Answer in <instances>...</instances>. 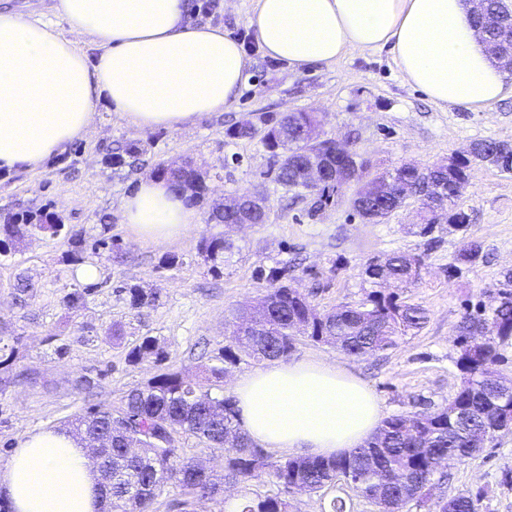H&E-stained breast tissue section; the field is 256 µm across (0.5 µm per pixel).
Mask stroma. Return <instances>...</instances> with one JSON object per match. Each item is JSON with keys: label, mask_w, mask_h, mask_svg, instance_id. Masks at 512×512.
Listing matches in <instances>:
<instances>
[{"label": "stroma", "mask_w": 512, "mask_h": 512, "mask_svg": "<svg viewBox=\"0 0 512 512\" xmlns=\"http://www.w3.org/2000/svg\"><path fill=\"white\" fill-rule=\"evenodd\" d=\"M194 22L246 31L254 0H190ZM249 79L230 106L177 129H137L106 103L81 140L43 167L0 173V222L22 215L50 214L78 231L82 245L47 233L8 244L0 254V336L19 342L8 367L0 368V464L19 438L42 430H64L89 403L118 405L121 398L165 368L193 378L203 375L206 356L225 344L233 312L256 303L268 288L270 270L283 271L284 283L307 294L318 311L354 304L372 288L364 273L370 261L394 252L422 255L425 267L412 288L388 284L428 320L387 351L360 357L335 346L299 338L292 360H322L352 371L378 398L384 415L444 407L460 388L456 365L459 326L466 314L494 306L503 274L512 269V175L475 164L464 195L471 224L452 231L441 224L432 238L411 231L417 204L408 201L387 220H361L347 186L335 204L308 217L307 203L289 204L282 190H271L270 215L261 226L227 227L209 223L210 204L225 190L248 188L260 180L271 159L258 139H233L226 129L263 115L316 112L327 136L354 133L361 153L375 169L401 163L422 167L465 155L475 140L512 141V96L470 112L437 105L409 85L388 51H352L335 64L292 68L249 53ZM138 142L146 153L138 168L117 167L113 149ZM193 161L210 172L207 201L195 205L199 217L187 233L171 241H145L122 218L121 204L151 177L156 163ZM232 242L224 266L212 271L199 253L205 239ZM115 246L111 259L94 254L95 240ZM481 253L472 264L456 258L471 243ZM99 267L94 289L80 310L61 304L67 291L81 287L79 264ZM31 288L19 293L18 279ZM154 292V302L131 307L127 287ZM123 327L113 338L112 325ZM155 338L167 358L157 364L128 363L131 343ZM512 430L497 433L473 457L447 463L425 506L409 503L403 512H434L440 498L482 494L480 512H512Z\"/></svg>", "instance_id": "obj_1"}]
</instances>
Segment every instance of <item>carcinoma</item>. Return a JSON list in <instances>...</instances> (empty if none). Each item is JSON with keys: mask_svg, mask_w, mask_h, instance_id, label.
<instances>
[{"mask_svg": "<svg viewBox=\"0 0 512 512\" xmlns=\"http://www.w3.org/2000/svg\"><path fill=\"white\" fill-rule=\"evenodd\" d=\"M485 12L497 16L493 27H484V18L473 13V23L483 28L479 36L485 50L497 45L512 48V11L503 0H487ZM263 130L255 125L240 124L227 129L226 135L252 139L261 134L260 143L270 155L273 165L264 172L289 198L310 200L308 215L318 213L342 191L333 174L352 169L355 181L363 180L369 161L359 157L347 159L336 147V141L326 137L299 140L283 136L285 129L297 124L312 126L319 123L316 112H289L278 118H261ZM479 148L467 156H458L444 166L434 164L421 169L412 163H402L386 169L367 180L368 195L352 202L353 210L367 222H379L402 208L406 200L397 196V184L413 187L418 201L420 234H432L439 215L433 203L447 204L448 221L455 229L465 230L470 215L464 209L463 197L470 184V170L481 163L501 173L512 174V164H501L490 158L505 140H479ZM144 149L131 145L123 152L112 153V164L131 167L141 162ZM318 158L327 169L325 180L311 186L301 177V170L310 157ZM153 174L163 180L191 203L200 202L207 193L205 176L192 179L176 174L159 163ZM241 202L234 209L212 217L217 224H234L247 219L255 224L268 221V213L252 200L259 190H239ZM64 225L51 215L39 217L25 214L0 225V246L35 232L56 235ZM230 245L222 238L205 240L202 253L211 269L218 270L224 261V251ZM424 259L420 254L395 252L386 257L380 269L368 266L365 274L371 280H394L414 285L421 279ZM276 286L267 289L258 304L246 316L261 326V335L243 336L239 323L232 324L228 344L219 350V364L204 367L206 376L200 383L170 370H159L143 385L127 392L116 407L92 406L69 422L72 432L86 444L94 445L101 477V496L110 512H152L151 506L166 484H176L184 490L187 508L198 499H213L226 484L246 483L262 474L275 479L285 492L296 487L301 493L318 492L349 475L355 482L358 496L371 502L378 512H400L408 502L421 504L429 498V487L435 472L433 461L448 456L468 458L480 452L493 438L489 432L491 407L489 398L500 399L494 419L499 430L512 428V377L495 369L500 363L501 347L512 341V270L503 274L505 289L499 292V305L486 315L468 316L460 326L458 345L461 346L457 366L464 382L451 404L463 411V418L448 420V408L412 414H395L383 421L379 432L364 445L337 458L294 457L275 464L265 462L262 451L253 445L237 417L235 404L229 399L211 396L203 383L224 378L227 366L239 361L242 350L256 361L287 360L295 348L294 329L314 343H333L349 355H366L397 345L398 339L422 328L426 322L424 309L402 301L393 293L372 290L355 304H344L331 312L318 311L307 295L299 289L279 282L281 273L270 271ZM91 289L74 288L63 295L64 308L75 311L85 301ZM19 337H0V366L9 364ZM147 358L160 364L164 360L156 341L143 338L127 354L128 362L137 364ZM182 434L191 435L211 447L224 450V474L217 476L181 458L178 442ZM451 507L440 506L439 512H478L481 498L459 494L449 498ZM237 512H293L290 499L279 494L244 496Z\"/></svg>", "mask_w": 512, "mask_h": 512, "instance_id": "1", "label": "carcinoma"}]
</instances>
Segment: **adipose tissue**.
I'll use <instances>...</instances> for the list:
<instances>
[{"label": "adipose tissue", "instance_id": "obj_1", "mask_svg": "<svg viewBox=\"0 0 512 512\" xmlns=\"http://www.w3.org/2000/svg\"><path fill=\"white\" fill-rule=\"evenodd\" d=\"M188 0H57L54 21L0 6V171L32 170L94 123L99 102L140 129H176L230 105L249 75L242 45L194 25ZM469 0H255L247 17L264 56L294 68L336 63L352 50H388L431 101L483 110L507 93L470 24ZM88 39L94 55L77 42ZM124 223L168 241L196 212L157 179L125 197ZM243 428L265 448L338 457L378 430L381 405L335 364L272 361L241 376ZM13 512H101L99 474L80 440L57 430L23 435L0 466Z\"/></svg>", "mask_w": 512, "mask_h": 512}]
</instances>
